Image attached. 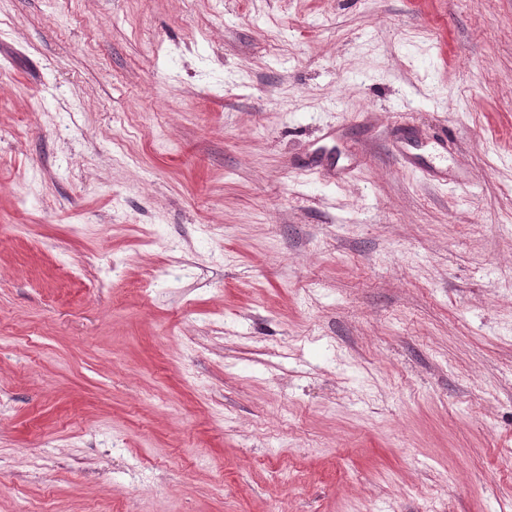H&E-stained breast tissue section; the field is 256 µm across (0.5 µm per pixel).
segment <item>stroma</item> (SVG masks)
<instances>
[{
  "label": "stroma",
  "mask_w": 512,
  "mask_h": 512,
  "mask_svg": "<svg viewBox=\"0 0 512 512\" xmlns=\"http://www.w3.org/2000/svg\"><path fill=\"white\" fill-rule=\"evenodd\" d=\"M33 501L512 512V0H0Z\"/></svg>",
  "instance_id": "1"
}]
</instances>
